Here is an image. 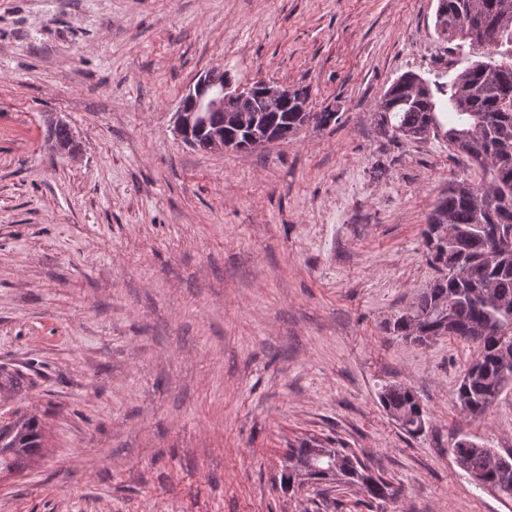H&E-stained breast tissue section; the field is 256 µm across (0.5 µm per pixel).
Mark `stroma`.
<instances>
[{"label": "stroma", "instance_id": "obj_1", "mask_svg": "<svg viewBox=\"0 0 512 512\" xmlns=\"http://www.w3.org/2000/svg\"><path fill=\"white\" fill-rule=\"evenodd\" d=\"M437 0H0V422L43 448L0 512H512L449 449H512V389L456 401L476 348L390 334L436 272L421 232L476 173L444 138L392 139L403 73L475 56ZM305 87L324 129L250 152L174 131L198 77ZM72 129L62 154L51 122ZM410 387L406 434L380 404ZM340 448L399 495L280 488L289 449ZM387 413L409 435H418L425 428L424 408L414 392L403 384L387 386L379 396Z\"/></svg>", "mask_w": 512, "mask_h": 512}]
</instances>
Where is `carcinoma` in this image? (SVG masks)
I'll use <instances>...</instances> for the list:
<instances>
[{"mask_svg": "<svg viewBox=\"0 0 512 512\" xmlns=\"http://www.w3.org/2000/svg\"><path fill=\"white\" fill-rule=\"evenodd\" d=\"M444 8L448 41L488 50L451 80L436 75L425 89H411L413 74L401 75L376 108L379 125L396 138L448 140L453 152L481 173L479 181L455 180L438 199L423 231L428 262L437 276L406 311L388 323L397 337L414 344L449 336L472 344L478 355L462 377L457 400L462 411L483 417L505 388L512 385V60L495 59L498 47L512 46V0H438ZM208 127L238 139L241 151L255 139L286 141L310 125L323 128L337 120L334 112H296L284 105L263 111L262 101L246 94L229 98L222 112L205 113ZM48 139L71 151L70 127L49 125ZM387 413L410 435L425 428L424 408L403 384L387 386L379 396ZM41 429L34 416L18 414L0 424V468H19L40 454ZM456 465L474 482L494 487L512 502V451L486 448L463 436L450 448ZM288 489L300 474L336 477L358 485L371 500L397 499V490L366 473L337 450L335 470L310 472L309 448L288 452Z\"/></svg>", "mask_w": 512, "mask_h": 512, "instance_id": "1", "label": "carcinoma"}]
</instances>
